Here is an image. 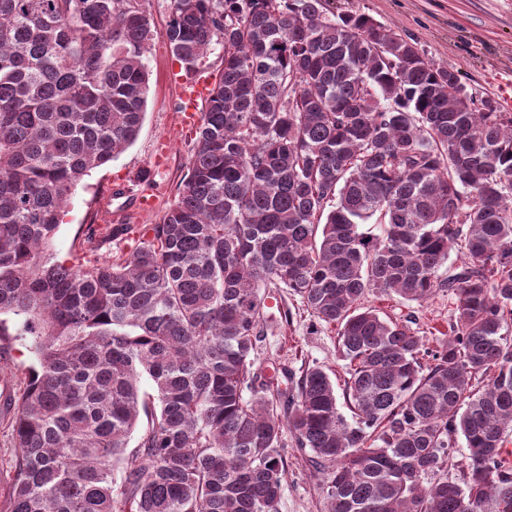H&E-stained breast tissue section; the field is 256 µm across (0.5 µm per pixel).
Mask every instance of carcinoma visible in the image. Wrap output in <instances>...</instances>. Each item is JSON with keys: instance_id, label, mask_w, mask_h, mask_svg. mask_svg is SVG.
Returning <instances> with one entry per match:
<instances>
[{"instance_id": "carcinoma-1", "label": "carcinoma", "mask_w": 512, "mask_h": 512, "mask_svg": "<svg viewBox=\"0 0 512 512\" xmlns=\"http://www.w3.org/2000/svg\"><path fill=\"white\" fill-rule=\"evenodd\" d=\"M329 4L170 0L172 55L190 72L219 42L222 76L153 238L84 268L48 245L137 138L151 19L139 0H0V336L14 317L35 359L9 512H278L286 427L327 512H512V113ZM269 288L338 327L352 420L322 368L289 390L253 370ZM438 291L455 309L435 351L362 304ZM448 456V480L462 482L469 463L468 449L463 437H458L456 448H450Z\"/></svg>"}]
</instances>
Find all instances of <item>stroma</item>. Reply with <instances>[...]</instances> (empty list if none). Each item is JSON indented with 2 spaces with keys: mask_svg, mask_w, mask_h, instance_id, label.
Returning <instances> with one entry per match:
<instances>
[{
  "mask_svg": "<svg viewBox=\"0 0 512 512\" xmlns=\"http://www.w3.org/2000/svg\"><path fill=\"white\" fill-rule=\"evenodd\" d=\"M151 17L155 37L144 61L150 73L147 107L135 142L106 166L85 176L74 189L50 251L60 261L90 266L112 257L129 258L143 240L152 235L188 173L194 132L183 131L178 112L179 88L170 75L179 65L165 37L169 0H141ZM336 13L355 12L414 39L434 66L459 71L469 92L477 97L499 99L503 86L512 80V0H333ZM166 143L162 170H154L159 143ZM125 177L134 189L154 185L156 209L148 215H131L130 223L141 226L135 236H123L89 250L84 242L89 225L100 224L112 199L116 177ZM366 305L383 318L407 319L422 337L426 348L436 349L448 337L454 305L439 292L423 302H407L394 294L370 293ZM291 310L290 322L281 312ZM269 322L252 355L254 367L264 377L280 369L300 376L303 369L319 366L330 376L337 391H344L346 373L338 352L335 326L318 322L300 297L288 290L270 292L265 301ZM34 358L26 341L13 336L0 341V386L18 394L26 370ZM280 456L284 463V493L279 512H325V493L320 477L295 445L292 432L282 435Z\"/></svg>",
  "mask_w": 512,
  "mask_h": 512,
  "instance_id": "1",
  "label": "stroma"
}]
</instances>
